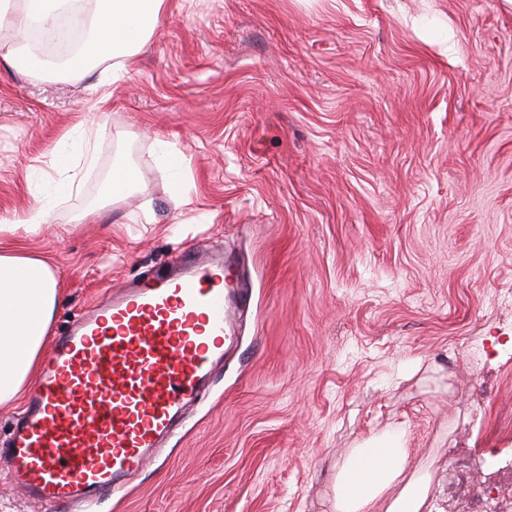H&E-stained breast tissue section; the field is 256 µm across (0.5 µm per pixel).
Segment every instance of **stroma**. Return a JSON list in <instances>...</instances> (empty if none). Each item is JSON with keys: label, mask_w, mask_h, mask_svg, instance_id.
I'll list each match as a JSON object with an SVG mask.
<instances>
[{"label": "stroma", "mask_w": 512, "mask_h": 512, "mask_svg": "<svg viewBox=\"0 0 512 512\" xmlns=\"http://www.w3.org/2000/svg\"><path fill=\"white\" fill-rule=\"evenodd\" d=\"M119 158L140 185L112 209ZM42 201L18 243L57 274L52 335L186 250L251 290L206 391L96 512H330L333 465L401 425L430 502L452 466L482 462L484 496L512 475V0H165L119 77L0 58V224Z\"/></svg>", "instance_id": "obj_1"}]
</instances>
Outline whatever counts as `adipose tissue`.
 Here are the masks:
<instances>
[{"label":"adipose tissue","instance_id":"adipose-tissue-1","mask_svg":"<svg viewBox=\"0 0 512 512\" xmlns=\"http://www.w3.org/2000/svg\"><path fill=\"white\" fill-rule=\"evenodd\" d=\"M165 0H90L88 39L68 56L59 77L78 80L104 63L128 71L150 42L164 14ZM70 0H0V27L15 31L0 43V56L28 75L45 74L42 56L29 48L33 25L55 24ZM59 299V282L44 257L22 249H0V406L19 405L39 374L42 353ZM409 450L400 429L354 448L333 476V512H425L429 481L409 474ZM396 496H389V489Z\"/></svg>","mask_w":512,"mask_h":512}]
</instances>
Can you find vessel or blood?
Listing matches in <instances>:
<instances>
[{
  "label": "vessel or blood",
  "instance_id": "vessel-or-blood-1",
  "mask_svg": "<svg viewBox=\"0 0 512 512\" xmlns=\"http://www.w3.org/2000/svg\"><path fill=\"white\" fill-rule=\"evenodd\" d=\"M125 288L58 336L0 459L38 504L120 489L173 432L229 350L247 292L223 253Z\"/></svg>",
  "mask_w": 512,
  "mask_h": 512
}]
</instances>
